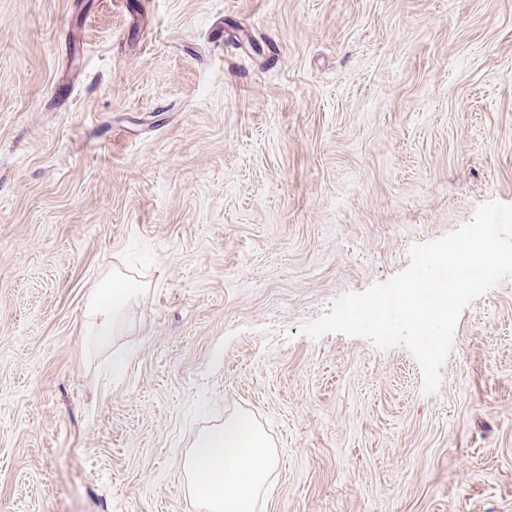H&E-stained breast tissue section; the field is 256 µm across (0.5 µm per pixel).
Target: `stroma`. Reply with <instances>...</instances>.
<instances>
[{
    "label": "stroma",
    "instance_id": "35a3bbf8",
    "mask_svg": "<svg viewBox=\"0 0 512 512\" xmlns=\"http://www.w3.org/2000/svg\"><path fill=\"white\" fill-rule=\"evenodd\" d=\"M490 200L512 0H0V512H201L179 461L238 413L255 512H512V277L434 394L298 333ZM140 293L141 290L131 283H116L114 279L94 289L86 314L89 335L100 339L112 336L127 312L131 299Z\"/></svg>",
    "mask_w": 512,
    "mask_h": 512
}]
</instances>
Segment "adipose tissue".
I'll list each match as a JSON object with an SVG mask.
<instances>
[{"instance_id": "obj_1", "label": "adipose tissue", "mask_w": 512, "mask_h": 512, "mask_svg": "<svg viewBox=\"0 0 512 512\" xmlns=\"http://www.w3.org/2000/svg\"><path fill=\"white\" fill-rule=\"evenodd\" d=\"M138 293L127 282L110 281L94 289L86 314L89 335L104 339L114 334ZM276 462L264 433L250 416L238 414L202 432L181 468L207 512H253Z\"/></svg>"}]
</instances>
